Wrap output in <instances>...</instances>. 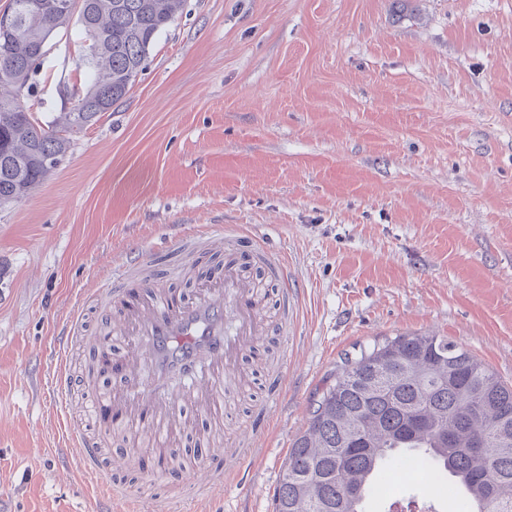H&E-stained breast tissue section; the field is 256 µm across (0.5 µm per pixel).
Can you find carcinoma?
<instances>
[{"mask_svg":"<svg viewBox=\"0 0 512 512\" xmlns=\"http://www.w3.org/2000/svg\"><path fill=\"white\" fill-rule=\"evenodd\" d=\"M8 0L0 13V206L33 192L73 135L122 101L151 46L184 0ZM85 37L91 82L77 110L43 123L29 112L51 37ZM411 461L455 479L460 512H512V385L467 350L434 335L387 337L346 359L288 452L274 512H363L388 474Z\"/></svg>","mask_w":512,"mask_h":512,"instance_id":"1","label":"carcinoma"}]
</instances>
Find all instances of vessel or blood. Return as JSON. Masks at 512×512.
<instances>
[{
	"label": "vessel or blood",
	"instance_id": "vessel-or-blood-1",
	"mask_svg": "<svg viewBox=\"0 0 512 512\" xmlns=\"http://www.w3.org/2000/svg\"><path fill=\"white\" fill-rule=\"evenodd\" d=\"M224 249V281L219 290L185 299L153 287L143 291L125 317L96 337L101 352L110 351L113 337L126 336L123 352L114 355L115 378L107 404L114 423L156 433L162 447H173V430L180 421L177 405L187 398L206 408L213 422H220L222 406L216 397L238 355L269 328L261 318L262 306L250 290L237 257L250 246L257 261L267 262V248L240 228L208 225L206 231L180 236L179 247L197 244ZM275 278L287 275L284 262H267ZM71 345L56 356L55 386L60 396L70 387ZM62 427L74 448L80 468L90 480L101 475L104 440L87 434L81 417L64 413ZM232 475L206 471L179 501V512H196L195 505L211 489L230 484Z\"/></svg>",
	"mask_w": 512,
	"mask_h": 512
}]
</instances>
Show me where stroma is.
Returning a JSON list of instances; mask_svg holds the SVG:
<instances>
[{
	"label": "stroma",
	"mask_w": 512,
	"mask_h": 512,
	"mask_svg": "<svg viewBox=\"0 0 512 512\" xmlns=\"http://www.w3.org/2000/svg\"><path fill=\"white\" fill-rule=\"evenodd\" d=\"M185 0L122 103L74 134L25 199L0 208V512H113L62 436L56 348L80 314L72 404L103 433L81 378L85 341L113 322L91 299L112 264L173 269L179 231L240 226L285 256L302 292L228 381L224 424L194 408L185 464L237 469L203 512H273L313 403L345 358L397 334L462 346L512 383V0ZM79 25L58 31L25 106L44 121L88 76ZM105 479L143 506L181 498L134 458ZM253 460L243 459L244 447Z\"/></svg>",
	"instance_id": "35a3bbf8"
}]
</instances>
